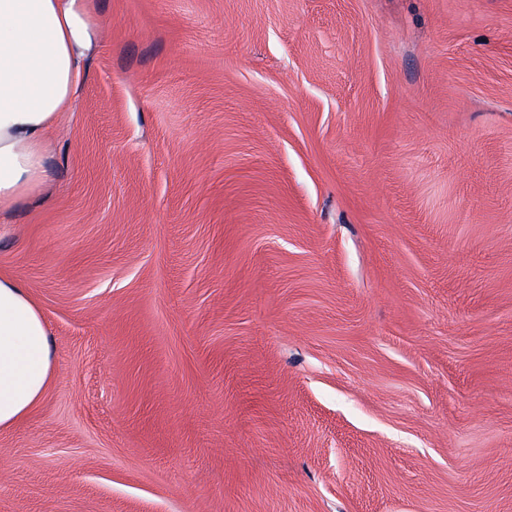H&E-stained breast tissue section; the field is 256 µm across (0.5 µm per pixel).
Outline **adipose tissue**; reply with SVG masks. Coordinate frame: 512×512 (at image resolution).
Instances as JSON below:
<instances>
[{
	"instance_id": "ef3b65f1",
	"label": "adipose tissue",
	"mask_w": 512,
	"mask_h": 512,
	"mask_svg": "<svg viewBox=\"0 0 512 512\" xmlns=\"http://www.w3.org/2000/svg\"><path fill=\"white\" fill-rule=\"evenodd\" d=\"M91 45L79 0H0V216L48 183V138L73 108ZM52 376L40 308L24 282L0 275V431L33 412Z\"/></svg>"
}]
</instances>
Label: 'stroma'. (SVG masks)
Returning a JSON list of instances; mask_svg holds the SVG:
<instances>
[{"label": "stroma", "instance_id": "35a3bbf8", "mask_svg": "<svg viewBox=\"0 0 512 512\" xmlns=\"http://www.w3.org/2000/svg\"><path fill=\"white\" fill-rule=\"evenodd\" d=\"M82 5L0 512H512V0Z\"/></svg>", "mask_w": 512, "mask_h": 512}]
</instances>
